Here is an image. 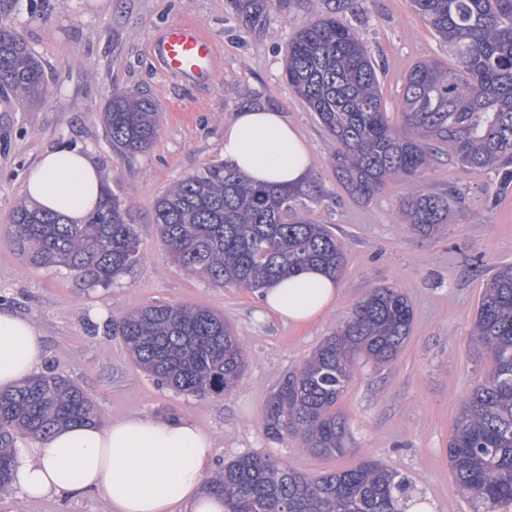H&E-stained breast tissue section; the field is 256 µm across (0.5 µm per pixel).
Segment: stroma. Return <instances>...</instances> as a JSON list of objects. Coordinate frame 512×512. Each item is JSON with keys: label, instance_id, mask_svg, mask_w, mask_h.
I'll return each mask as SVG.
<instances>
[{"label": "stroma", "instance_id": "1", "mask_svg": "<svg viewBox=\"0 0 512 512\" xmlns=\"http://www.w3.org/2000/svg\"><path fill=\"white\" fill-rule=\"evenodd\" d=\"M332 9L339 10L337 0H281L268 11L264 29L252 32L230 0H105L100 9L92 8L91 0H0V21L24 38L48 85L46 100L37 107L0 97V303L35 323L46 344L45 370L83 387L104 421L133 415L189 420L210 432L208 473L251 451L310 475L375 458L430 498L435 512H472L453 483L448 441L460 402L491 364L470 332L486 279L496 267L512 264V190L487 205V197L496 195L494 173L464 168L444 152L436 155L424 175L426 186L435 192L456 187L461 198L452 223L432 236L400 223L403 181H388L367 202L345 193L330 162L333 139L283 76L294 32L313 14ZM340 12L377 61L389 119L399 124L407 71L420 60L448 59L447 46L411 0H359L354 9ZM184 20L195 22L216 44L207 82L172 77L150 59L151 40ZM116 88L150 98L160 115L157 136L144 153L121 154L106 132L104 107ZM247 105L282 112L306 141L310 176L320 189L313 215L345 246L338 298L306 324L274 315L256 320V293L215 287L188 274L159 244L156 197L223 160L224 127ZM62 145L98 165L136 227L141 260L118 284L91 288L69 270L31 265L2 237L25 199L28 174L46 150ZM376 286L398 289L414 317L391 363L380 369L361 364L353 371L337 405L347 421L349 451L326 456L295 439L269 440L262 415L272 390ZM155 302L198 304L223 314L241 337L247 359L234 392L199 399L159 387L121 339L105 333L111 319ZM0 512H109V507L96 492L29 504L10 489L0 491Z\"/></svg>", "mask_w": 512, "mask_h": 512}]
</instances>
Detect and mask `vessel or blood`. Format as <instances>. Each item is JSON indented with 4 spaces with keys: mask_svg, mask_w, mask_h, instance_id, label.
Listing matches in <instances>:
<instances>
[{
    "mask_svg": "<svg viewBox=\"0 0 512 512\" xmlns=\"http://www.w3.org/2000/svg\"><path fill=\"white\" fill-rule=\"evenodd\" d=\"M150 53L168 74L201 81L213 73L216 47L199 26L183 21L167 27L152 43Z\"/></svg>",
    "mask_w": 512,
    "mask_h": 512,
    "instance_id": "b4317fda",
    "label": "vessel or blood"
}]
</instances>
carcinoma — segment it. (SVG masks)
Here are the masks:
<instances>
[{"label": "carcinoma", "instance_id": "1", "mask_svg": "<svg viewBox=\"0 0 512 512\" xmlns=\"http://www.w3.org/2000/svg\"><path fill=\"white\" fill-rule=\"evenodd\" d=\"M274 0H231L249 29ZM446 43L455 64L420 61L406 74L401 125L387 117L376 62L336 12L312 15L288 45L284 77L336 141L331 161L344 191L367 201L389 180L407 191L398 214L430 236L449 223L459 192L423 183L431 158L449 154L463 166L492 170L512 187V0H412ZM39 103L47 95L40 64L22 36L0 22V95ZM112 143L127 155L150 148L158 131L153 102L113 91L103 112ZM316 186L255 185L222 162L191 173L154 203L159 241L185 271L216 286L258 292L308 269L342 274V242L310 217ZM8 238L28 262L63 267L91 288L108 287L140 260L135 225L106 190L81 224L18 206ZM413 308L395 288L369 289L346 321L270 395L263 431L270 440L298 437L324 455L347 451V423L336 410L359 356L393 360L410 334ZM134 362L157 385L188 396H222L246 368L239 336L224 316L202 305L156 303L112 321ZM472 337L491 357L485 382L461 401L448 441L455 486L474 512H512V265L486 281ZM85 389L63 375H36L0 392V489L11 483V448L76 423H98ZM409 484L377 459L322 475L288 468L259 452L224 463L203 492L224 498V512H403Z\"/></svg>", "mask_w": 512, "mask_h": 512}]
</instances>
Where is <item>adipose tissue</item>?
I'll return each instance as SVG.
<instances>
[{
  "instance_id": "obj_1",
  "label": "adipose tissue",
  "mask_w": 512,
  "mask_h": 512,
  "mask_svg": "<svg viewBox=\"0 0 512 512\" xmlns=\"http://www.w3.org/2000/svg\"><path fill=\"white\" fill-rule=\"evenodd\" d=\"M224 160L254 183L295 185L307 174L310 150L285 117L265 107L237 112L224 128ZM101 177L76 149L46 152L30 172L24 192L43 210L83 223L95 209ZM336 280L310 269L275 282L259 294L261 316L306 322L336 300ZM43 339L29 318L0 307V389H14L39 372ZM213 439L192 421L158 423L138 416L108 425L75 424L40 441L17 443L12 486L37 502L78 490L102 493L110 512H224L221 498L203 494Z\"/></svg>"
}]
</instances>
